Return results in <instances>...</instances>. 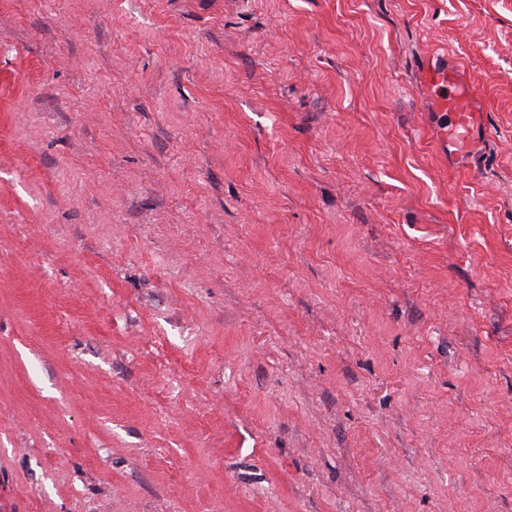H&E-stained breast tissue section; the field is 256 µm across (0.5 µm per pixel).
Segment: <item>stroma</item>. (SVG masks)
I'll return each mask as SVG.
<instances>
[{"mask_svg": "<svg viewBox=\"0 0 512 512\" xmlns=\"http://www.w3.org/2000/svg\"><path fill=\"white\" fill-rule=\"evenodd\" d=\"M0 512H512V0H0ZM425 81L431 89L430 102L435 112L448 116V125L442 129L443 146L455 148L462 158L474 149L471 135L477 112H473V88L462 80L457 68L449 61L433 59L424 71Z\"/></svg>", "mask_w": 512, "mask_h": 512, "instance_id": "1", "label": "stroma"}]
</instances>
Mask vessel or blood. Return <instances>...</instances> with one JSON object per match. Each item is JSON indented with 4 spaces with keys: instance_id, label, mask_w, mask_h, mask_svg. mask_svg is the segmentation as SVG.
Returning <instances> with one entry per match:
<instances>
[{
    "instance_id": "b4317fda",
    "label": "vessel or blood",
    "mask_w": 512,
    "mask_h": 512,
    "mask_svg": "<svg viewBox=\"0 0 512 512\" xmlns=\"http://www.w3.org/2000/svg\"><path fill=\"white\" fill-rule=\"evenodd\" d=\"M424 77L431 89L433 110L445 113L448 118L442 131L444 147L454 148L458 157L467 156L474 149L471 136L476 114L472 109V86L459 77L456 67L447 60L429 63Z\"/></svg>"
}]
</instances>
